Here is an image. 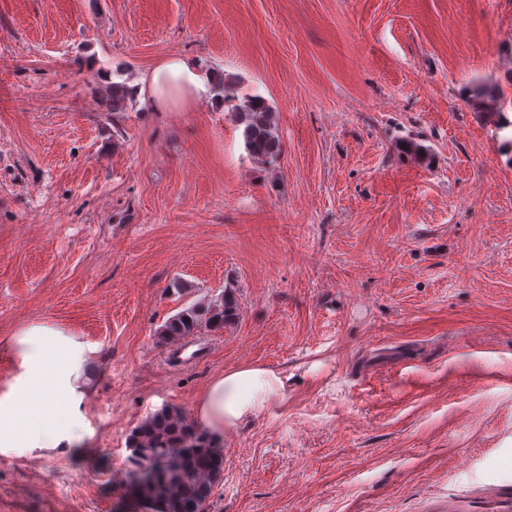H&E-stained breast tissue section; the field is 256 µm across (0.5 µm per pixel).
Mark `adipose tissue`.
Segmentation results:
<instances>
[{
  "label": "adipose tissue",
  "instance_id": "1",
  "mask_svg": "<svg viewBox=\"0 0 512 512\" xmlns=\"http://www.w3.org/2000/svg\"><path fill=\"white\" fill-rule=\"evenodd\" d=\"M136 87L156 112L185 111L190 99H216L213 76L176 54L144 73ZM15 344L22 372L13 389L0 397V447H70L81 418L80 406L91 390L83 372V344L74 334L42 323L18 329ZM286 398L278 371L240 365L209 380L199 395L193 421L219 444L263 409Z\"/></svg>",
  "mask_w": 512,
  "mask_h": 512
}]
</instances>
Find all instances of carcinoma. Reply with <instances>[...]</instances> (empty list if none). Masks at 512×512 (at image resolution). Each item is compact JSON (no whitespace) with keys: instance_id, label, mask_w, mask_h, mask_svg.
Listing matches in <instances>:
<instances>
[{"instance_id":"obj_1","label":"carcinoma","mask_w":512,"mask_h":512,"mask_svg":"<svg viewBox=\"0 0 512 512\" xmlns=\"http://www.w3.org/2000/svg\"><path fill=\"white\" fill-rule=\"evenodd\" d=\"M130 95L124 84H112V111H123ZM238 115L245 149L254 160L264 163L280 154L274 115L264 99H246L238 107ZM236 311V298L227 292L218 300L194 305L172 316L157 329L156 336L162 344H174L197 335L204 325L224 327ZM128 447L137 473L144 477L164 472L173 457L186 455L179 474L147 486L142 501L151 512H205L214 484L224 472V453L192 419L176 408L164 407L132 431Z\"/></svg>"}]
</instances>
